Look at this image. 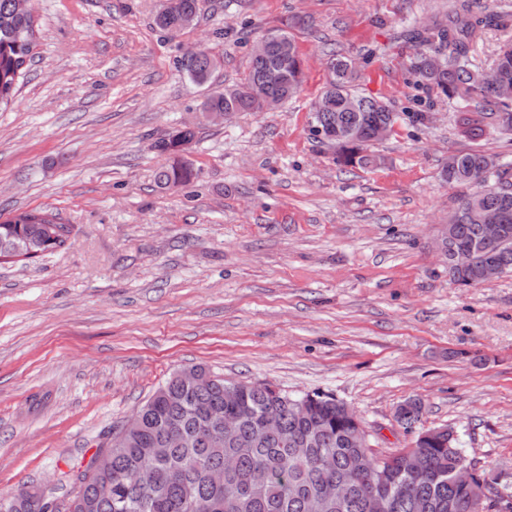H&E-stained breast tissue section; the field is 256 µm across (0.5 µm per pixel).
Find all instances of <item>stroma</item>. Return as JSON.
I'll use <instances>...</instances> for the list:
<instances>
[{"instance_id": "1", "label": "stroma", "mask_w": 512, "mask_h": 512, "mask_svg": "<svg viewBox=\"0 0 512 512\" xmlns=\"http://www.w3.org/2000/svg\"><path fill=\"white\" fill-rule=\"evenodd\" d=\"M35 38L0 107V217L49 210L68 245L0 266V492L74 490L104 433L121 428L174 372L333 394L376 448L453 427L467 458L512 483V274L454 284L437 241L464 187L449 154L512 139L464 132L463 113L415 84L409 30L476 0H200L172 36L159 0H31ZM289 23L301 89L268 112L201 116L212 91L244 81L254 42ZM206 46L211 83L182 67ZM354 59V90L402 117L341 167L312 132L330 52ZM433 113L431 124L413 116ZM190 127L197 177L167 189L153 147Z\"/></svg>"}]
</instances>
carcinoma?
<instances>
[{
  "mask_svg": "<svg viewBox=\"0 0 512 512\" xmlns=\"http://www.w3.org/2000/svg\"><path fill=\"white\" fill-rule=\"evenodd\" d=\"M199 0H182V12L157 13L155 25L178 34L187 17H197ZM509 14L498 10L497 0H487L483 10L462 23L450 14L436 20L428 31L413 29L410 39L416 51L408 62L414 81L436 90L472 114L465 119L470 133H483L492 122L498 130L512 133V44L505 45L488 70L471 63L470 51L476 34L495 26L507 28ZM34 19L15 12L14 0H0V105L6 104L23 75L31 51ZM288 51L267 59H252L245 82L215 90L204 106L230 112H260L258 93L269 91L283 100L292 96L303 81V61L296 45L282 28L271 30ZM443 56V65L433 67L431 57ZM332 79L321 97L324 110L313 113L312 131L320 138L340 121L361 117L371 126L397 116L392 104L363 97L352 91V62L335 55L329 58ZM192 81L205 84L214 70L209 50L200 48L192 60L182 62ZM194 138L191 129L177 130L157 141L154 148L177 157L159 173L165 187L185 186L194 170L179 159ZM372 139L367 134L336 142V162L344 167L367 166L374 158L367 153ZM486 150H469L448 156L444 168L450 184H474L480 190L461 197L448 217L445 231L450 245L472 248L463 266L452 274L462 287L482 284L481 266L496 262L502 273H512V187L509 170L491 171ZM500 213L504 234L497 239L483 236L480 216ZM71 225L47 211H26L0 221V264L13 263L22 255L31 260L67 245ZM205 378L185 384L172 375L139 406L134 415L139 425L122 433L110 432L98 443L95 455L108 456L104 471L92 462L77 467L72 480L77 491L70 501L44 498L39 490L20 486L0 494V502L11 512H309L321 501L320 512H375L376 500L385 501L386 512H475L472 494L455 484L451 472L467 460L457 438L449 432L419 429L422 402L405 401L398 408L397 423L414 433L411 452L423 462V471L412 470L404 448H389L379 454L355 443L362 419L332 394L312 391L293 394L280 391L271 396L262 384L245 385L226 380L197 366ZM232 407L239 416L236 428L226 433L220 418ZM170 447L157 451L162 441ZM232 463L233 469L217 485L210 474ZM343 489L339 499H322L326 482Z\"/></svg>",
  "mask_w": 512,
  "mask_h": 512,
  "instance_id": "1",
  "label": "carcinoma"
}]
</instances>
